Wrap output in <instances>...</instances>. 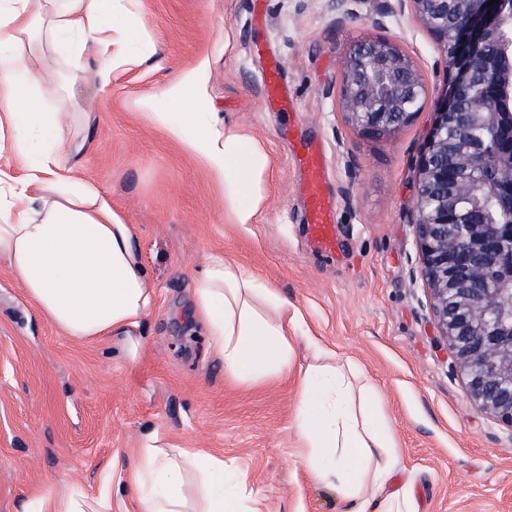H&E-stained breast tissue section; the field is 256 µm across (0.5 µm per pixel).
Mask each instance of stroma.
I'll return each mask as SVG.
<instances>
[{
	"instance_id": "obj_1",
	"label": "stroma",
	"mask_w": 512,
	"mask_h": 512,
	"mask_svg": "<svg viewBox=\"0 0 512 512\" xmlns=\"http://www.w3.org/2000/svg\"><path fill=\"white\" fill-rule=\"evenodd\" d=\"M385 0H142L130 21L139 66L105 90L73 94L96 113L89 176L135 225L155 286L136 363L105 339L63 336L0 261V512L79 487L100 494L112 472V512H139L129 475L142 438L223 457L253 512H344L297 455V375L240 383L212 353L192 316L193 276L213 254L234 258L299 310L295 363L314 344L357 363L373 380L402 450L389 489L410 484L418 512H512V428L483 413L440 335L421 276L411 222L416 164L433 120L375 139L340 108L341 61L363 39L398 42L437 97L444 54L411 16L375 25ZM205 57L209 111L255 138L270 157L267 198L251 224H228L204 172L132 107ZM276 58L294 111L266 105ZM320 145L324 189L336 209V250L315 251L296 143Z\"/></svg>"
}]
</instances>
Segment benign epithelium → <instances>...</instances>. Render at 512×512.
Returning a JSON list of instances; mask_svg holds the SVG:
<instances>
[{"label":"benign epithelium","mask_w":512,"mask_h":512,"mask_svg":"<svg viewBox=\"0 0 512 512\" xmlns=\"http://www.w3.org/2000/svg\"><path fill=\"white\" fill-rule=\"evenodd\" d=\"M379 11L411 15L432 35L446 60L443 90L434 101V120L417 164L412 223L421 253V273L428 285L431 311L448 342L469 395L492 419L512 428V281L498 278L512 245L500 239L502 229L486 213L477 189L450 200L436 189L448 186V129L463 125L490 127L494 135L472 149L469 164L484 169L501 150L512 148V129L499 124V111L464 112L463 89L481 90L491 82L512 95V66L495 74L475 67L485 47L499 37L506 0L476 6L448 28V11L456 0H395ZM491 17H486V14ZM428 96L424 79L412 58L397 43L368 38L353 45L343 58L339 103L346 121L366 135L389 136L412 124ZM481 216L476 224H461L458 206Z\"/></svg>","instance_id":"obj_1"}]
</instances>
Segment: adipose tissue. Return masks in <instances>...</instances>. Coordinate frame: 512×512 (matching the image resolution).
<instances>
[{"instance_id": "ef3b65f1", "label": "adipose tissue", "mask_w": 512, "mask_h": 512, "mask_svg": "<svg viewBox=\"0 0 512 512\" xmlns=\"http://www.w3.org/2000/svg\"><path fill=\"white\" fill-rule=\"evenodd\" d=\"M140 0H0V260L42 317L80 342L115 340L129 362L154 299L134 225L112 208L83 157L92 115L77 109L71 82L109 87L114 71L138 62L129 50L128 7ZM66 50L69 79L56 111H44L38 87L48 52ZM207 58L185 67L163 92L134 100L208 176L228 224L254 223L265 197L270 158L239 128L207 111L198 87ZM195 315L239 381L298 373L296 439L311 477L334 488L346 512H416L409 486L388 490L401 450L376 386L357 369L328 359L294 367L291 336L299 311L233 258H211L194 279ZM200 477L199 512H246L225 486L222 458L199 448L161 449L144 436L131 481L141 512H190L185 486Z\"/></svg>"}]
</instances>
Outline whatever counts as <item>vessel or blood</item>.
<instances>
[{
	"mask_svg": "<svg viewBox=\"0 0 512 512\" xmlns=\"http://www.w3.org/2000/svg\"><path fill=\"white\" fill-rule=\"evenodd\" d=\"M307 183V222L317 247L325 254L334 250L335 218L324 191V165L319 147H303L295 156Z\"/></svg>",
	"mask_w": 512,
	"mask_h": 512,
	"instance_id": "vessel-or-blood-1",
	"label": "vessel or blood"
}]
</instances>
